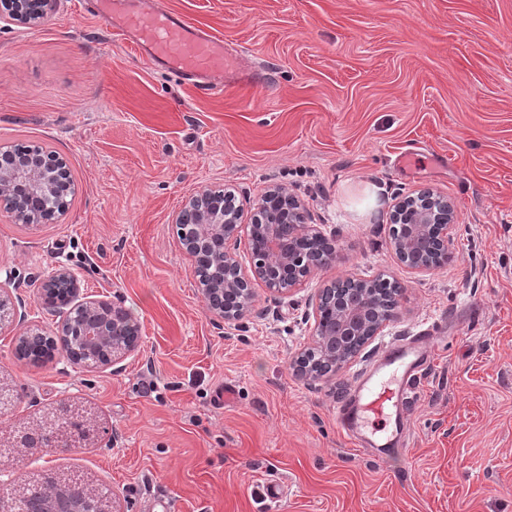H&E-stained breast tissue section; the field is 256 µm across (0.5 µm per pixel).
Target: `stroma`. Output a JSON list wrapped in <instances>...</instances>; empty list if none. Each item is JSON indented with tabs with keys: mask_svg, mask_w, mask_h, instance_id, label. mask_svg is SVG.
I'll use <instances>...</instances> for the list:
<instances>
[{
	"mask_svg": "<svg viewBox=\"0 0 512 512\" xmlns=\"http://www.w3.org/2000/svg\"><path fill=\"white\" fill-rule=\"evenodd\" d=\"M222 36L262 78L204 96L135 41L57 0L42 24L0 20V145L64 157L75 194L55 224L0 213V268L38 285L69 267L81 294L141 326L117 369L18 359L0 333V473L8 490L78 475L118 512H512V0H159ZM276 185L334 235L335 261L290 295L255 284L223 326L173 224L210 186L249 223ZM430 189L457 215L455 260L422 272L391 246L395 203ZM357 274L403 287L398 315L342 379L290 366L319 289ZM439 323L408 418L382 461L337 428V404L396 338ZM87 410L79 448H18L60 403Z\"/></svg>",
	"mask_w": 512,
	"mask_h": 512,
	"instance_id": "obj_1",
	"label": "stroma"
}]
</instances>
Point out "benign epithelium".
Masks as SVG:
<instances>
[{"mask_svg":"<svg viewBox=\"0 0 512 512\" xmlns=\"http://www.w3.org/2000/svg\"><path fill=\"white\" fill-rule=\"evenodd\" d=\"M54 7V0H0V20L36 26ZM66 161L38 145L5 150L0 147V212L15 224H54L61 218L50 202L58 184L69 187ZM422 203L406 207L396 204L411 223L403 225L402 235L392 234L397 259L412 270H428L448 265L453 259L456 231L452 205L435 197L430 189L418 192ZM234 198L222 187L206 188L186 200L175 221L178 238L185 251L199 258L207 247L212 262L220 267L215 277L197 280V288L208 311L227 324L242 319L249 311L252 281H261L275 297L292 293L310 275L314 265L329 264L336 257L333 240L317 227L306 223L301 201L283 187L266 191L254 204L248 224L240 223L241 210L224 203ZM247 238L251 256V276L242 271L238 259L241 238ZM378 279L347 276L325 285L316 306L312 348L322 350L321 364L337 375L361 354L348 351L356 339L367 345L381 335L397 310L376 311ZM41 307L59 318L55 328L46 331L28 326L14 337V352L30 343L49 338L66 352L72 364L110 366L135 351L141 340L140 324L126 309L114 302L80 301L78 278L62 266L43 279ZM21 296L0 289V330L15 322L23 324ZM301 378L314 382V365L300 352L291 360ZM49 437V448H79L90 434L88 414L71 405L60 407L54 420L41 427ZM41 484L48 492L38 497L26 491L0 500V512H112L113 505L94 488L76 478L44 476Z\"/></svg>","mask_w":512,"mask_h":512,"instance_id":"1","label":"benign epithelium"}]
</instances>
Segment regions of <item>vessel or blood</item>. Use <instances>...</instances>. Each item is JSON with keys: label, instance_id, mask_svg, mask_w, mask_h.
Wrapping results in <instances>:
<instances>
[{"label": "vessel or blood", "instance_id": "obj_1", "mask_svg": "<svg viewBox=\"0 0 512 512\" xmlns=\"http://www.w3.org/2000/svg\"><path fill=\"white\" fill-rule=\"evenodd\" d=\"M95 12L113 27L134 33L140 50L155 66L204 93L223 92L227 53L222 38L172 12L150 7L149 0H95ZM435 334L431 325L415 336L391 341L337 405L338 429L357 444L391 456L395 446L404 442L406 410L430 361Z\"/></svg>", "mask_w": 512, "mask_h": 512}]
</instances>
